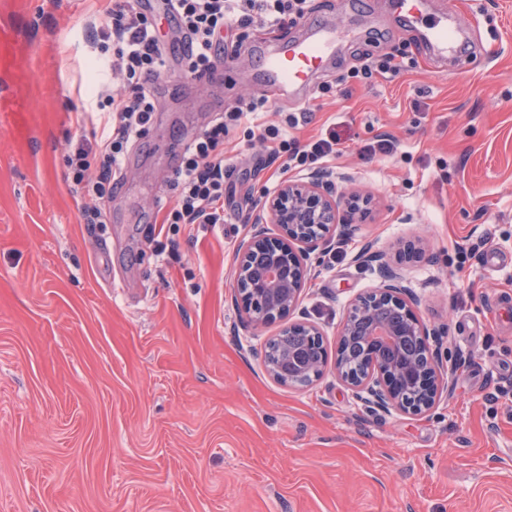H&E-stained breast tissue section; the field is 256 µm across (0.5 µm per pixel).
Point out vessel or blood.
<instances>
[{
	"mask_svg": "<svg viewBox=\"0 0 512 512\" xmlns=\"http://www.w3.org/2000/svg\"><path fill=\"white\" fill-rule=\"evenodd\" d=\"M352 35V30L343 27L314 23L305 39L264 42L254 64L272 98L308 95L319 74L326 70L337 43ZM422 38L442 53L455 47L454 31L447 19L424 28ZM33 77L28 46L11 18L9 0H0V112L29 111L22 91L30 87Z\"/></svg>",
	"mask_w": 512,
	"mask_h": 512,
	"instance_id": "obj_1",
	"label": "vessel or blood"
}]
</instances>
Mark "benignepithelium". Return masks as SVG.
<instances>
[{"mask_svg":"<svg viewBox=\"0 0 512 512\" xmlns=\"http://www.w3.org/2000/svg\"><path fill=\"white\" fill-rule=\"evenodd\" d=\"M336 193V178L320 173L306 181H285L266 199L265 210L279 233L271 236L263 225L256 224L237 252L233 288L235 298L243 304V328L256 329L279 321L283 323L281 336L293 330L315 339L321 335L315 324L289 317L307 281L309 255L336 223ZM375 261L379 262L381 282L374 294L402 307L405 317L380 321L374 305L366 307L363 298L356 299L339 331L336 357H341L360 323L366 327L368 339L382 344L376 354L378 366L374 376L356 378L338 363L336 375L356 395L366 394L367 401L378 407L395 405L420 413L432 407L442 385L434 357L440 336L413 315L415 297L400 270L382 262L379 255ZM264 363L270 377L281 385H292L294 379L314 369L312 358L299 349H286L279 361L266 359ZM413 385L426 393L419 408L404 399V392Z\"/></svg>","mask_w":512,"mask_h":512,"instance_id":"benign-epithelium-1","label":"benign epithelium"}]
</instances>
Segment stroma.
<instances>
[{"mask_svg":"<svg viewBox=\"0 0 512 512\" xmlns=\"http://www.w3.org/2000/svg\"><path fill=\"white\" fill-rule=\"evenodd\" d=\"M454 5L470 32L433 60L388 0H311L317 22L360 29L305 103L296 136L335 124L327 163L343 197H368L310 255L296 316L335 354L351 303L380 283L377 253L439 331L451 375L433 407L382 410L356 398L333 365L307 386L267 375L279 324L245 331L232 288L237 250L283 181L257 138L237 127L227 223L161 231L176 131L194 133L257 78L223 89L187 78L155 87V119L126 159L105 224L81 223L66 158L105 64L86 0H13L35 64L27 138L0 118V512H512V0ZM494 55H487V48ZM403 56L394 78H352L359 53ZM393 155L364 157L378 135ZM425 238L423 253L404 246ZM481 243L497 254L462 260ZM110 254L107 284L97 269Z\"/></svg>","mask_w":512,"mask_h":512,"instance_id":"obj_1","label":"stroma"}]
</instances>
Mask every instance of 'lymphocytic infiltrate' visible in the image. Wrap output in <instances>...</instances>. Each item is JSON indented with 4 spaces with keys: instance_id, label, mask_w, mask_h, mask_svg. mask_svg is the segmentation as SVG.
<instances>
[{
    "instance_id": "f902f5d3",
    "label": "lymphocytic infiltrate",
    "mask_w": 512,
    "mask_h": 512,
    "mask_svg": "<svg viewBox=\"0 0 512 512\" xmlns=\"http://www.w3.org/2000/svg\"><path fill=\"white\" fill-rule=\"evenodd\" d=\"M92 17L99 20L93 48L106 53L105 64L122 81L119 89L102 85L98 112L103 124L99 138L70 145L68 165L84 223L107 221L101 202L123 176L130 148L144 137L157 101L151 92L154 79L165 74L171 56L183 70L204 78L214 74L228 55L224 31L237 28H279L303 17L309 0H168L162 14H146L136 0H91ZM169 33L161 35L158 24ZM264 100L242 99L224 116L195 134L186 144L170 182L171 195L164 223L189 227L224 221V140L231 128L249 122L262 111ZM299 124L289 116L285 127H261L258 139L270 156L282 157L281 173L317 170L336 155L340 138L327 129L315 141L300 143L288 134Z\"/></svg>"
}]
</instances>
